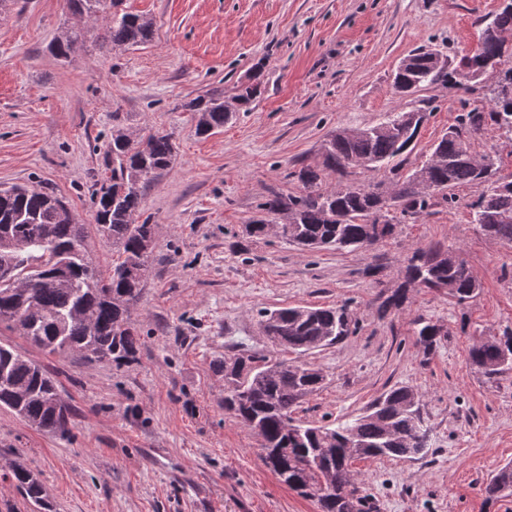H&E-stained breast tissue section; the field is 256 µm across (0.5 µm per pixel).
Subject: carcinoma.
I'll return each mask as SVG.
<instances>
[{
	"label": "carcinoma",
	"instance_id": "1",
	"mask_svg": "<svg viewBox=\"0 0 512 512\" xmlns=\"http://www.w3.org/2000/svg\"><path fill=\"white\" fill-rule=\"evenodd\" d=\"M119 0H67L68 9L93 23L91 28L71 27L61 31L53 44L55 56L67 60L92 35L100 49L111 51L149 43L154 34L152 19L130 12L118 13ZM488 26L494 35L485 39L477 56H499L507 48L503 39L512 35V10L497 11ZM405 83L422 89L434 84L455 87L466 82L462 70L436 71L427 64L401 74ZM501 77L479 86L487 105H476L458 115L431 147L438 163L425 162L413 174L433 184L454 188L470 185L478 192L472 203L474 223L489 236L512 244V181L479 182L478 158L486 159L496 172V156H478L469 150V140L488 126L512 140V98L498 91ZM261 93L259 77L237 89L235 104L228 107L224 90L212 88L185 102L193 114L195 132L208 136L224 127L237 112H247ZM406 112L393 113L387 121L363 133L329 142L323 166L341 176L349 175L353 160L368 170L384 169L389 182L409 181L402 170L413 152L420 130L408 129ZM410 130L404 134V130ZM112 176L93 193L95 230L112 241L118 261L112 272L101 273L89 260L85 241L87 227L76 221L67 203L47 187L22 184L0 186V260L13 263L15 279L0 282V324L16 329L32 346L48 354L77 353L88 362L122 363L134 358L140 344L129 322L130 308L138 303L149 278L152 252L144 251L154 241V225L137 223L144 190L174 160V145L168 134L145 131L133 138L121 127L112 129ZM301 185L297 195L271 192L262 204L272 215H285L283 237L305 249L365 247L380 224L372 210V188L359 182L322 188L319 169L308 165L289 173ZM434 205L430 195L402 189L395 211L385 215L380 240L395 236L398 224L416 220ZM461 251L441 246L416 248L406 258L405 282H416L433 292L448 286V298L459 305L474 298L481 283L468 265L455 262ZM134 268L143 275L131 277ZM408 288L401 286L380 305L385 312L401 309ZM262 327L276 346L307 352L336 344L353 333L347 307H294L262 312ZM417 341L430 353L440 337V327L431 321L417 323ZM471 365L494 380L512 371V350L504 353L495 342L476 341L469 349ZM271 363L254 355L224 358L218 370L224 373V411L249 429H259L262 460L274 456L270 470L293 488L304 480L319 512H369L368 496L351 480V463L358 457L416 459L429 450V430L420 414L419 401L409 386H394L372 402L350 423L335 428L295 423L292 411L300 399L322 386L324 375L306 364ZM0 406L47 431H69L71 409L62 400L55 377L38 362L10 345L0 344ZM10 478L36 512H55L38 477L20 463ZM512 489V465L506 464L486 481L483 491L492 499L501 490Z\"/></svg>",
	"mask_w": 512,
	"mask_h": 512
}]
</instances>
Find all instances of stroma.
<instances>
[{
  "mask_svg": "<svg viewBox=\"0 0 512 512\" xmlns=\"http://www.w3.org/2000/svg\"><path fill=\"white\" fill-rule=\"evenodd\" d=\"M151 18L152 42L106 52L86 44L70 59L51 46L79 25L66 0H16L0 15V186H48L79 223L95 224L92 194L112 174V129L171 134L173 164L144 192L153 224L147 288L130 312L133 360L89 363L48 354L0 325V343L41 363L73 417L66 434L40 430L0 406V512H33L7 477L36 473L56 512H319L263 464L261 440L224 410L217 365L245 353L304 362L324 375L293 413L336 427L394 386L420 396L430 450L420 459L361 458L352 469L376 512H512V495L482 484L512 463V374L490 383L470 364L481 336L512 327V245L472 222L475 189L399 224L369 250L306 252L245 226L264 218L273 191L299 193L290 171L318 165L325 139L380 124L430 102L406 164L430 147L476 96L436 85L398 97L392 77L418 47L476 51L498 0H123ZM259 75L262 93L217 133L196 135L183 104ZM453 245L481 283L456 304L424 288L400 310L378 307L403 282L414 248ZM347 305L355 332L306 353L272 345L261 311ZM424 318L443 335L425 352Z\"/></svg>",
  "mask_w": 512,
  "mask_h": 512,
  "instance_id": "stroma-1",
  "label": "stroma"
}]
</instances>
